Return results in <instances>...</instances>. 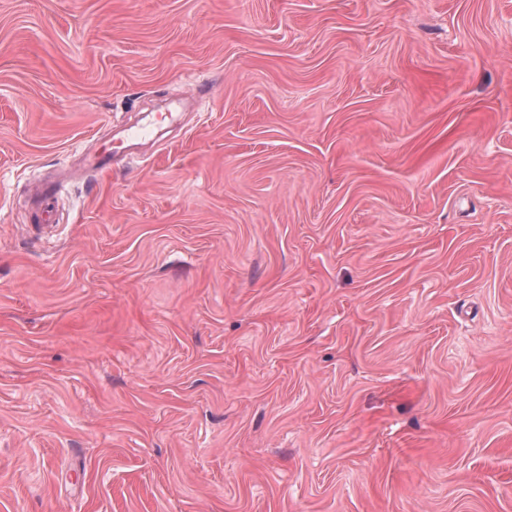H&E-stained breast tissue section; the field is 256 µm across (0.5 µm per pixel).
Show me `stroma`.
Returning a JSON list of instances; mask_svg holds the SVG:
<instances>
[{
	"label": "stroma",
	"mask_w": 512,
	"mask_h": 512,
	"mask_svg": "<svg viewBox=\"0 0 512 512\" xmlns=\"http://www.w3.org/2000/svg\"><path fill=\"white\" fill-rule=\"evenodd\" d=\"M0 512H512V0H0ZM141 135L140 131H123L111 136V138L103 145L102 150L95 154V161L89 166L91 171L104 173L112 168V162L117 155L122 154L125 156L132 155L135 146V141Z\"/></svg>",
	"instance_id": "35a3bbf8"
}]
</instances>
